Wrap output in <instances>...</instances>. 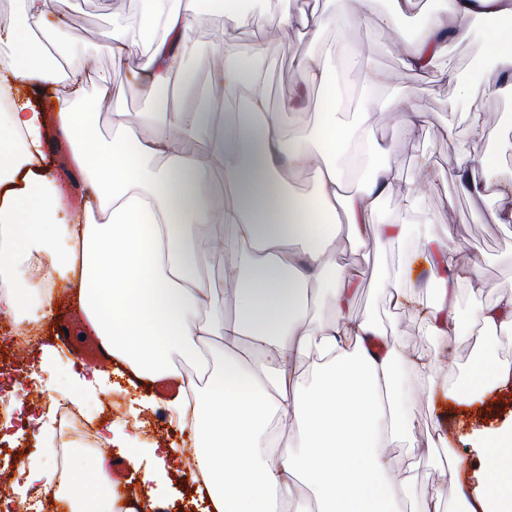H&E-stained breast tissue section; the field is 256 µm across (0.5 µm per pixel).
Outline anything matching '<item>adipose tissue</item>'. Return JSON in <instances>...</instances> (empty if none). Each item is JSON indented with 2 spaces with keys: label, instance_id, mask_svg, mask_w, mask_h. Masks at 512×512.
Here are the masks:
<instances>
[{
  "label": "adipose tissue",
  "instance_id": "ef3b65f1",
  "mask_svg": "<svg viewBox=\"0 0 512 512\" xmlns=\"http://www.w3.org/2000/svg\"><path fill=\"white\" fill-rule=\"evenodd\" d=\"M242 2L141 0L138 35L116 27L109 36L114 68L140 57L113 87L87 51L67 56L63 68L46 65L36 33L57 14L58 0H20L18 22L0 30V42L14 46L0 62V312L39 324L61 281L135 376H175V352L212 367L208 388L186 382L170 408L192 423L214 512H406L410 484L391 448L414 429L410 393L441 392L468 406L507 381L512 366L498 357L496 341L512 335V300L479 306L461 325L454 292L481 287L482 278L460 261L449 229L426 225L411 248L404 225L378 222L394 190L393 144L368 141L381 161L347 189L341 162L364 120L347 122L336 110L321 41L330 16L283 9L246 48L237 33L246 21ZM215 3L224 29L211 47L212 79L224 88V105L187 111L178 91L191 87L199 49L183 32ZM414 6L389 0L379 14L375 0H346L344 21L372 11L377 27L390 30ZM474 18L497 65L482 94L511 99L512 0H443L406 46L402 65L428 71ZM288 30L298 31L302 45L297 91L319 88L321 112L314 128L287 136L272 103L270 61L278 34ZM92 77L112 89L113 135L101 144L88 135L101 109L86 93ZM134 96L153 99L157 109L132 123L122 103ZM51 138L68 145L83 184L71 209L47 164ZM301 175L311 181L305 195L292 187ZM448 178L475 195L495 188L501 205L489 219L512 223V180H503L494 159L459 156ZM370 239L397 252V264L379 268L376 283L392 308L414 315L420 335L441 351L459 336L480 341L466 379L437 385V358L406 355L397 331L348 319L359 272L337 265L336 256ZM213 254L224 259L220 287L207 273ZM432 283L440 287L433 301L426 297ZM313 357L320 364L302 384ZM476 446L487 481L468 488L451 467L455 504L441 509L436 493L422 512H512V423L477 434ZM302 480L315 506L297 504Z\"/></svg>",
  "mask_w": 512,
  "mask_h": 512
}]
</instances>
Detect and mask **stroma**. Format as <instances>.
<instances>
[{"label": "stroma", "mask_w": 512, "mask_h": 512, "mask_svg": "<svg viewBox=\"0 0 512 512\" xmlns=\"http://www.w3.org/2000/svg\"><path fill=\"white\" fill-rule=\"evenodd\" d=\"M433 6L432 0H420L416 9L396 23L394 35L379 34L375 16L386 11V0H377L374 13L362 16L346 35L335 29H326L324 42L331 53L326 63L334 72L340 90V111L347 115L362 112L366 115L369 133L375 138L393 136L399 114L391 107L392 99L403 93H413L427 122L412 139L398 140L395 166L396 192L385 199L379 218L384 222L406 224L409 239H416L426 224L448 225L466 258L476 263L484 282L481 288L461 287L454 300L458 320H466L478 306L512 298V224H494L488 221L490 211L500 201L493 193L474 197L461 192L447 179L436 180L432 190L425 192L411 209L404 208L401 196L410 187L421 162H428L437 170L447 169L460 152L486 154L496 159L505 176H512V99L485 98L486 129L491 136L479 138L469 128L464 114L468 101L458 99L457 85L464 82L473 90H480L484 80L494 74L496 67L487 55V35L481 22L471 21L464 39L450 42L446 55L439 58L429 72L416 75L401 64V51L412 38ZM61 10L76 23L73 39L52 40L51 53L63 57L68 54L93 50L97 53V68L110 76L111 84L126 81L136 59H129L126 68L112 67V56L106 48V35L112 27L134 21L139 12V0H62ZM301 50L296 32L280 34L275 47L272 68L271 95L275 107L285 114L284 127H313L318 120L320 94L309 90L300 109H292L295 97L293 62ZM375 67L389 74L387 87L374 96H366L363 84L364 67ZM453 130L451 138L437 136L439 127ZM396 254L381 252L374 243L358 248H346L337 255L340 265H352L361 272L359 288L350 307L352 319H371L389 327L396 326L407 350H430L431 342L420 336L412 314L396 311L387 297L377 288L374 277L378 265L394 264ZM103 391L87 395L82 405L94 410L102 404L112 406L111 416L96 419L93 427L98 434L115 428L131 436L133 447L113 449L114 457L122 460L137 458L138 472L131 485L139 495H146L143 483L145 473L165 470L166 488L157 501L163 512H205L209 499L202 486L188 484L185 474L195 460V446L189 428L172 415L165 395L158 386L136 378L121 363H113L103 380ZM415 426L413 436L418 443L436 435H444L452 457L462 464L461 481L476 487L487 477L485 464L473 448V435L487 428L512 421V385L488 392L484 400L470 408L453 403H430L419 393L412 396ZM41 431L23 421L0 431V470L16 472L17 456L36 449ZM415 503H422L434 492H441L444 500L455 495L452 482L443 478L441 464L435 459H420L410 474Z\"/></svg>", "instance_id": "stroma-1"}]
</instances>
